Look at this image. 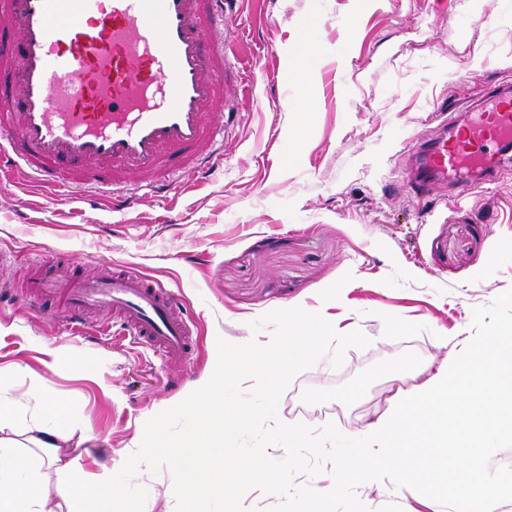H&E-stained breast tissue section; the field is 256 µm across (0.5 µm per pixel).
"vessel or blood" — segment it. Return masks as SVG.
Returning <instances> with one entry per match:
<instances>
[{
    "instance_id": "obj_1",
    "label": "vessel or blood",
    "mask_w": 512,
    "mask_h": 512,
    "mask_svg": "<svg viewBox=\"0 0 512 512\" xmlns=\"http://www.w3.org/2000/svg\"><path fill=\"white\" fill-rule=\"evenodd\" d=\"M1 20L18 37L0 43V176L22 173L54 191L81 187L122 211L139 190L175 192L176 166L209 174L203 148L224 134L213 118L243 92L224 53L237 29L224 0H0ZM472 112L464 124L442 113L455 139L428 144L420 184L467 160L493 168L512 148V95L487 94ZM61 292L70 331L109 308L122 338L168 363L189 362L182 300L132 268L65 289L46 274L26 296L5 289L0 301L38 304Z\"/></svg>"
}]
</instances>
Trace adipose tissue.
<instances>
[{"mask_svg": "<svg viewBox=\"0 0 512 512\" xmlns=\"http://www.w3.org/2000/svg\"><path fill=\"white\" fill-rule=\"evenodd\" d=\"M67 408L41 385H33L16 397L0 386V512H63L74 506L75 512H113L118 492L111 472H103L88 483L60 484L30 480L28 462L13 450L14 435H26L29 442L45 454L49 468L65 474L77 460L68 447L71 439L88 441V434L66 431Z\"/></svg>", "mask_w": 512, "mask_h": 512, "instance_id": "ef3b65f1", "label": "adipose tissue"}]
</instances>
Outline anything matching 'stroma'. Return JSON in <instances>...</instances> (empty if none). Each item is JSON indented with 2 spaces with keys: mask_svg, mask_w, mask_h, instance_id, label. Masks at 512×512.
I'll return each mask as SVG.
<instances>
[{
  "mask_svg": "<svg viewBox=\"0 0 512 512\" xmlns=\"http://www.w3.org/2000/svg\"><path fill=\"white\" fill-rule=\"evenodd\" d=\"M235 52L246 93L217 146L208 182L176 172L168 199L142 196L124 213L58 197L14 176L0 180V288L52 263L86 277L134 265L183 299L195 351L185 366L147 347L118 346L38 308H0V384L26 392L30 373L68 407L89 442L72 449L90 478L120 469L147 420L213 372L218 340L264 341L250 324L302 305L331 311L371 340L344 363L298 373L278 416L313 433L357 436L399 385L390 374L353 405L308 404L306 389L343 385L412 352L444 359L442 337H472V311L512 288V171L495 179L414 189L434 119L467 110L491 89L512 91V0H236ZM274 55L275 68L261 66ZM64 345L54 360L49 348ZM144 512H176L169 468L140 470ZM369 512H442L415 490L379 481L356 489Z\"/></svg>",
  "mask_w": 512,
  "mask_h": 512,
  "instance_id": "stroma-1",
  "label": "stroma"
}]
</instances>
